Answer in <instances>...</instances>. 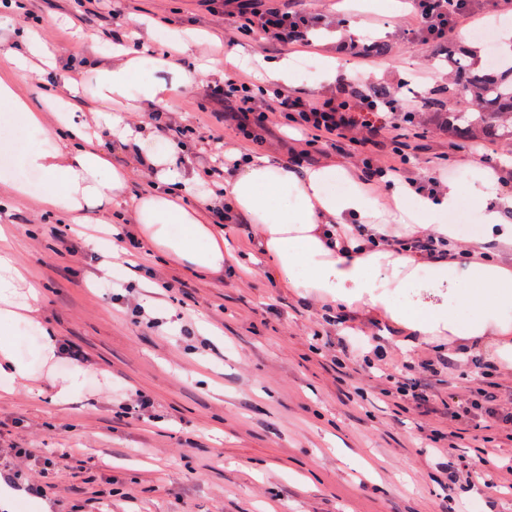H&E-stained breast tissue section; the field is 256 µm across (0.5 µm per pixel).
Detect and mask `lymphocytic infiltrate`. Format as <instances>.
Instances as JSON below:
<instances>
[{"mask_svg":"<svg viewBox=\"0 0 512 512\" xmlns=\"http://www.w3.org/2000/svg\"><path fill=\"white\" fill-rule=\"evenodd\" d=\"M237 10L224 18V32L229 36H245L273 40L291 47L312 45L314 27L305 13L294 7L296 0H281L280 5L267 6L266 0H236ZM412 26L402 33L412 44H442L449 31L469 24L472 12L465 0H409ZM214 101L231 105L239 119L237 130L245 140L255 138L256 130L265 128L271 119L283 126L306 133L311 144L348 143L358 154L366 175L373 182L391 189L403 185L422 195H436L448 169L436 167L433 176L420 181L408 177L414 157L413 147L404 132L413 128L417 107L402 94L387 99L367 95L349 97L344 87L334 93L307 99L281 89L270 90L254 84L251 78L233 75L215 92ZM406 375H387L388 385L380 394L395 407H422L429 400L426 373H415L414 363H407ZM479 375L484 381L468 398L449 397L448 413L455 419L490 421L507 440L512 441V412L500 407L499 385L492 368L483 367Z\"/></svg>","mask_w":512,"mask_h":512,"instance_id":"obj_1","label":"lymphocytic infiltrate"}]
</instances>
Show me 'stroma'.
<instances>
[{"instance_id": "obj_1", "label": "stroma", "mask_w": 512, "mask_h": 512, "mask_svg": "<svg viewBox=\"0 0 512 512\" xmlns=\"http://www.w3.org/2000/svg\"><path fill=\"white\" fill-rule=\"evenodd\" d=\"M388 2L311 0L318 30L314 48L301 54L260 39L219 42L224 13L209 10L202 0H127L132 12L116 33L128 45L133 32H141L139 79H172L174 73L156 68L170 31L199 33L203 41L178 70L192 75V83L155 108L133 96L112 111L133 125L156 110L198 127L201 138L159 137L154 149L177 151V163L195 175L188 201L213 196L207 159L218 147L239 144L234 121L216 120L221 106L206 96L225 74L252 76L258 59L287 55L314 63L310 73L288 75V91L308 98L339 84L369 94L376 86L404 82L408 99L417 100L447 82L446 67L428 65L435 48L408 44L402 37L405 9L389 8ZM72 7V0H35L32 19L0 8V39L32 29L56 57L55 69L37 76L26 69L16 76L19 93L36 106L62 89L65 64L112 56L111 45L92 31L108 25L107 14L83 26L77 38ZM350 25L361 38L384 44L371 65H357L341 51L338 37ZM59 140L49 119L39 129L0 126V142L11 144L8 162L15 170L24 152L55 148ZM418 145L416 176H427L437 159H446L461 190L454 221L478 227L480 202L469 186L480 171L512 182V150L488 143L482 160L474 147H460L454 136L433 127ZM251 151L275 155L292 169L336 163L364 175L352 147H312L305 135L273 123ZM112 163L129 173L112 223L132 231L138 197L155 176L131 150L113 151ZM39 197L34 191L0 207L6 230L0 251H8L27 281L41 287L34 311L6 328L28 377L14 388H0V471L23 482L39 479L38 464L16 457L19 448L52 456L55 465L46 497L19 494L12 512H265L270 503L280 512H512V494L465 480L468 449L484 432L471 420L449 422L443 406L449 392L465 394L480 386L477 359L495 367L497 382L512 392V367L491 352L452 357L436 343L409 347L376 312L342 310L276 285L248 224L225 226L232 258L215 275L143 254L130 267L124 258L89 246V237L101 233L97 225L73 237V253H57L49 228L68 218L44 215ZM175 279L188 284L185 304L196 312L189 334L180 318L185 304L163 289ZM139 302L153 327L136 324L132 309ZM50 336L82 350V362H70L66 349L46 358ZM317 340L323 345L319 355L311 351ZM343 349L357 360L379 350L392 374L411 360L433 364L432 404L424 412L383 407L376 397L382 385L376 370L363 369L352 382L338 377L330 358ZM78 367L84 370L80 388L59 400L60 386ZM135 390L150 394L153 406L121 417ZM450 428L464 448L449 457L434 455L426 435Z\"/></svg>"}]
</instances>
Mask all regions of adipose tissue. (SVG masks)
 I'll return each instance as SVG.
<instances>
[{"instance_id":"adipose-tissue-1","label":"adipose tissue","mask_w":512,"mask_h":512,"mask_svg":"<svg viewBox=\"0 0 512 512\" xmlns=\"http://www.w3.org/2000/svg\"><path fill=\"white\" fill-rule=\"evenodd\" d=\"M0 55L19 70L26 69L33 56L48 65L54 62L47 44L27 30L14 41L0 42ZM138 66L134 57L95 64L101 107L94 117L117 129L119 145L133 144L141 157L160 168L137 204L140 237L149 252L200 274L220 273L230 259L224 229L205 223L207 200L186 202L192 176L166 165L164 157L151 150L153 135L148 129L119 127L107 111L109 103L133 91L150 105L177 92L174 84L135 83ZM61 96L55 118L63 128L65 144L51 152H27L24 162L44 178L40 196L44 212H62L71 223L86 224L90 206L120 202L128 176L113 165L111 151L87 134L79 117L76 85H64ZM344 174L342 168L325 165L299 177L276 156L256 154L225 178L224 195L236 216L253 225L272 280L345 309H373L411 339L446 342L452 353L485 346L512 363V224L504 219L512 210V195L497 193L487 175H477L470 192L482 203L480 232L469 238L466 259L445 255L422 260L388 245L389 221L377 199L366 194L359 182H352L340 196L327 193V185ZM458 199L452 183L436 199H420L418 227L446 240L454 238L452 225L437 222L436 213L454 207ZM350 217L360 218L365 232L344 245L331 228ZM19 278L11 257L0 254V327L13 320L17 309L30 307L29 302L17 300ZM463 298L472 303L475 315L459 320L449 309L451 302Z\"/></svg>"}]
</instances>
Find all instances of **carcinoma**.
Here are the masks:
<instances>
[{
	"label": "carcinoma",
	"mask_w": 512,
	"mask_h": 512,
	"mask_svg": "<svg viewBox=\"0 0 512 512\" xmlns=\"http://www.w3.org/2000/svg\"><path fill=\"white\" fill-rule=\"evenodd\" d=\"M509 65L495 71L464 46L448 47V85L425 101L424 120L445 128L465 145L512 146V49L500 52ZM469 107L461 109L458 101Z\"/></svg>",
	"instance_id": "carcinoma-1"
}]
</instances>
